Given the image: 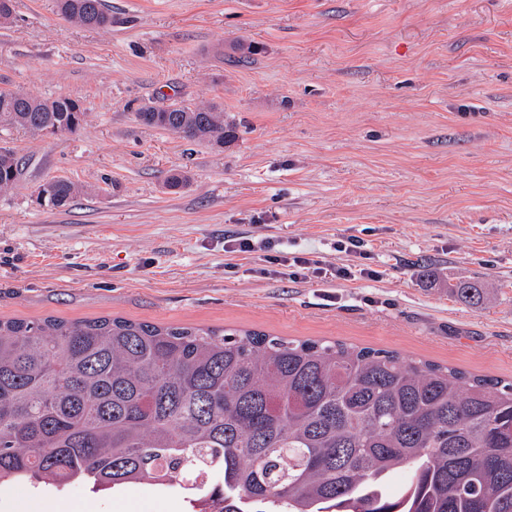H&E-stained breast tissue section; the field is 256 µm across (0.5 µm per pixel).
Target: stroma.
<instances>
[{
  "label": "stroma",
  "mask_w": 512,
  "mask_h": 512,
  "mask_svg": "<svg viewBox=\"0 0 512 512\" xmlns=\"http://www.w3.org/2000/svg\"><path fill=\"white\" fill-rule=\"evenodd\" d=\"M86 28L14 0L0 90L80 100L73 133L0 130V319L124 317L339 339L512 378V0H105ZM218 103L215 149L141 124ZM188 186L168 191L169 170ZM68 179L66 208L38 199ZM270 240L325 269L264 276ZM364 241L368 258L336 252ZM488 282L487 304L447 281ZM0 512H186L152 487L0 489ZM10 148H0V190L9 188L19 173V159Z\"/></svg>",
  "instance_id": "35a3bbf8"
}]
</instances>
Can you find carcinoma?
Returning <instances> with one entry per match:
<instances>
[{
  "mask_svg": "<svg viewBox=\"0 0 512 512\" xmlns=\"http://www.w3.org/2000/svg\"><path fill=\"white\" fill-rule=\"evenodd\" d=\"M84 27L103 0H57ZM69 97L0 90V128L73 133ZM224 147L217 105L138 113ZM19 160L0 148V190ZM80 189L52 180L55 208ZM478 304L477 281L451 286ZM70 480L205 498L211 512H512V380L394 350L99 317L0 319V485Z\"/></svg>",
  "mask_w": 512,
  "mask_h": 512,
  "instance_id": "1",
  "label": "carcinoma"
}]
</instances>
